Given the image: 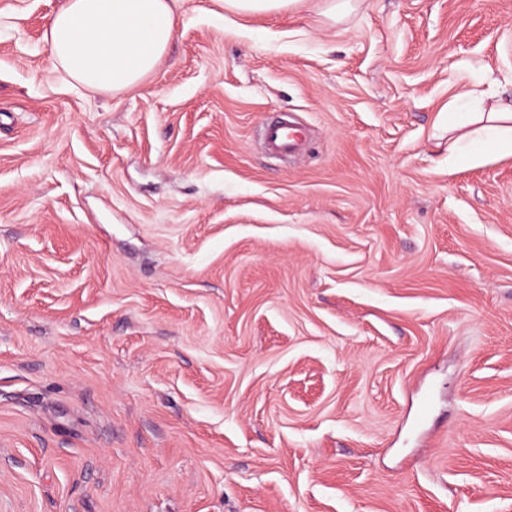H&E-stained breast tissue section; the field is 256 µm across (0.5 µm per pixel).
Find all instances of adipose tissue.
Masks as SVG:
<instances>
[{
    "mask_svg": "<svg viewBox=\"0 0 512 512\" xmlns=\"http://www.w3.org/2000/svg\"><path fill=\"white\" fill-rule=\"evenodd\" d=\"M174 30L169 0H66L47 40L53 58L81 86L128 90L151 73ZM448 152L477 164L487 152L512 155V97L473 112H449Z\"/></svg>",
    "mask_w": 512,
    "mask_h": 512,
    "instance_id": "adipose-tissue-1",
    "label": "adipose tissue"
}]
</instances>
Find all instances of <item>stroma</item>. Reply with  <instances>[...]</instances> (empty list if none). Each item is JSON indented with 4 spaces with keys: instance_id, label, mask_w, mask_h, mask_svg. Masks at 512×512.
Returning a JSON list of instances; mask_svg holds the SVG:
<instances>
[{
    "instance_id": "stroma-1",
    "label": "stroma",
    "mask_w": 512,
    "mask_h": 512,
    "mask_svg": "<svg viewBox=\"0 0 512 512\" xmlns=\"http://www.w3.org/2000/svg\"><path fill=\"white\" fill-rule=\"evenodd\" d=\"M64 2L0 0V512H512V157L448 160L512 0H175L119 92ZM303 0H224V8L235 14L278 13L299 6ZM264 136L271 149L285 154L295 149L298 137L288 126L277 123L268 125Z\"/></svg>"
}]
</instances>
